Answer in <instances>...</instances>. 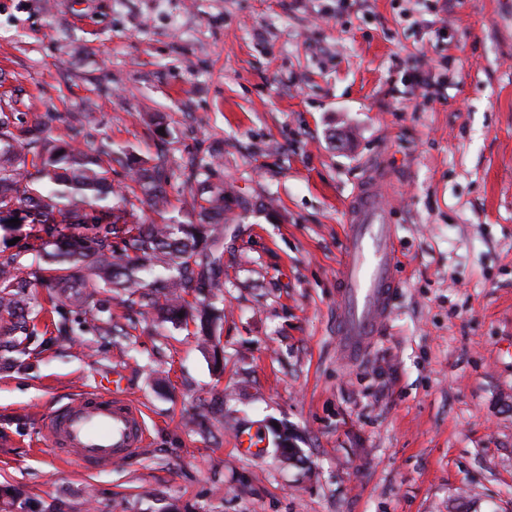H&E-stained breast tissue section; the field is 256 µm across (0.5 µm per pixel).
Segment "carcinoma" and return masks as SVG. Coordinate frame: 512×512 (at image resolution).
Returning a JSON list of instances; mask_svg holds the SVG:
<instances>
[{
    "label": "carcinoma",
    "mask_w": 512,
    "mask_h": 512,
    "mask_svg": "<svg viewBox=\"0 0 512 512\" xmlns=\"http://www.w3.org/2000/svg\"><path fill=\"white\" fill-rule=\"evenodd\" d=\"M9 124L0 121V229L10 230L17 213H25L32 224L43 226L40 243L0 261V333L28 334L27 322L12 321L29 290L42 284L41 263L56 265L55 288H119L122 302L153 309L165 320L179 321L178 313L199 322L205 340L215 339L220 314L212 300L223 296L224 247L220 239H209L208 227L224 223V188L211 185L192 196L196 220L174 218L163 224L139 221L138 207L131 200L112 206L115 194L111 169L102 164L109 158L134 173L142 198L139 202L158 209L167 203L174 178L188 185L209 180L211 161L190 158L172 169L165 158L149 162L134 158L104 143L95 151L62 146L63 138L37 137L18 149L10 140ZM81 207L94 213L88 234H67L66 208ZM63 216L57 223L54 214ZM31 255L25 264L22 257ZM192 291L211 302L186 311L182 293Z\"/></svg>",
    "instance_id": "obj_1"
}]
</instances>
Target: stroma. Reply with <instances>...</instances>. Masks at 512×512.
<instances>
[{"label":"stroma","mask_w":512,"mask_h":512,"mask_svg":"<svg viewBox=\"0 0 512 512\" xmlns=\"http://www.w3.org/2000/svg\"><path fill=\"white\" fill-rule=\"evenodd\" d=\"M0 115L19 148L224 150L219 343L37 289L0 347V512H512V0H0ZM374 176L397 286L349 365L343 204ZM115 373L147 446L53 457L43 415Z\"/></svg>","instance_id":"1"}]
</instances>
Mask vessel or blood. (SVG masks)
I'll return each mask as SVG.
<instances>
[{
    "mask_svg": "<svg viewBox=\"0 0 512 512\" xmlns=\"http://www.w3.org/2000/svg\"><path fill=\"white\" fill-rule=\"evenodd\" d=\"M346 214L336 336L342 354L354 359L377 335L389 311L396 248L375 182L362 185L348 201ZM41 430L58 458L87 470L129 459L148 441L140 409L108 384L49 411Z\"/></svg>",
    "mask_w": 512,
    "mask_h": 512,
    "instance_id": "obj_1",
    "label": "vessel or blood"
}]
</instances>
